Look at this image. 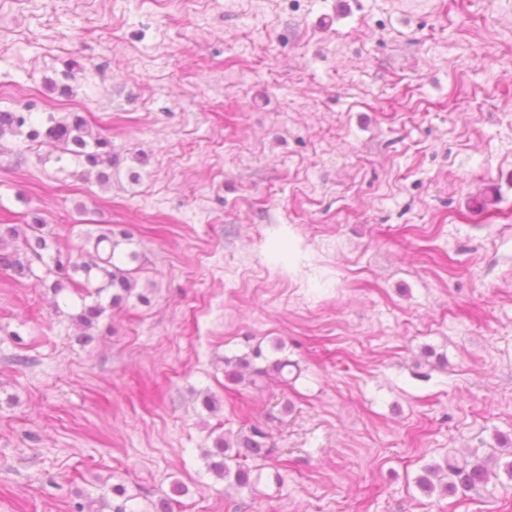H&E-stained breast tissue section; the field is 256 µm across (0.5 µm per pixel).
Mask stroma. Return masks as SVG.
Returning a JSON list of instances; mask_svg holds the SVG:
<instances>
[{
    "instance_id": "1",
    "label": "stroma",
    "mask_w": 512,
    "mask_h": 512,
    "mask_svg": "<svg viewBox=\"0 0 512 512\" xmlns=\"http://www.w3.org/2000/svg\"><path fill=\"white\" fill-rule=\"evenodd\" d=\"M24 103L119 164L1 138L0 224L124 230L139 270L83 342L0 268V512H154L176 481L172 512H512L414 483L512 440V0H0ZM276 341L287 381L226 376ZM256 422L262 480L228 486L203 452Z\"/></svg>"
}]
</instances>
